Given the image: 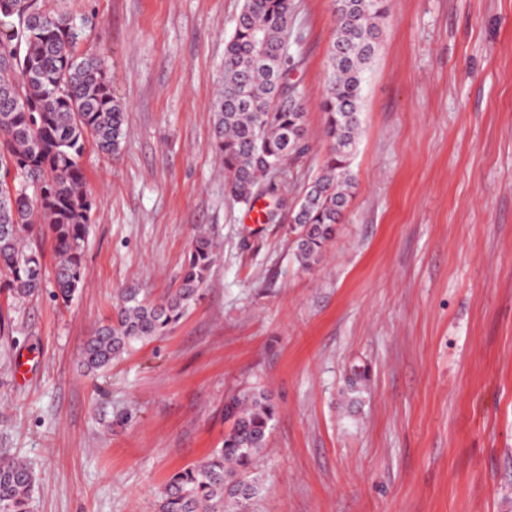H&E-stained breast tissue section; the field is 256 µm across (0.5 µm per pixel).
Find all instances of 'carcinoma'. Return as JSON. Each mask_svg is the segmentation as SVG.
<instances>
[{"mask_svg":"<svg viewBox=\"0 0 512 512\" xmlns=\"http://www.w3.org/2000/svg\"><path fill=\"white\" fill-rule=\"evenodd\" d=\"M293 0H244L224 46L222 85L214 106L213 147L224 166L225 192L248 205L267 180L307 154V105L289 74ZM389 0H331L332 36L324 96L323 135L329 148L291 212L296 260L318 263L355 193L352 170L361 128L366 75L380 46ZM79 30L66 13L38 0H0V291L26 299L43 288L44 254L24 245L39 225L57 263L54 297L71 302L82 286V259L92 203L78 158L86 144L121 150L124 104L112 95L103 62L78 52ZM15 172L17 183L6 176ZM216 257V244L198 227L178 288L159 301L128 288L112 318L87 337L83 364L102 373L138 342L167 334L197 301ZM276 407L260 390L232 395L224 405L230 428L210 456L172 474L157 512H245L263 493L258 456ZM35 478L23 462L0 457V512H28Z\"/></svg>","mask_w":512,"mask_h":512,"instance_id":"carcinoma-1","label":"carcinoma"}]
</instances>
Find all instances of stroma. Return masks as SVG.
I'll return each mask as SVG.
<instances>
[{"mask_svg": "<svg viewBox=\"0 0 512 512\" xmlns=\"http://www.w3.org/2000/svg\"><path fill=\"white\" fill-rule=\"evenodd\" d=\"M42 3L81 26L127 122L118 154L80 158L83 288L65 305L49 285L0 294V456L33 469L29 512H154L171 474L220 447L226 397L252 388L277 415L248 512H512V0H391L358 187L310 269L288 225L328 149L330 0H294L310 148L279 207L230 200L212 146L243 0ZM200 225L220 252L197 303L85 374L121 291L175 289Z\"/></svg>", "mask_w": 512, "mask_h": 512, "instance_id": "obj_1", "label": "stroma"}]
</instances>
